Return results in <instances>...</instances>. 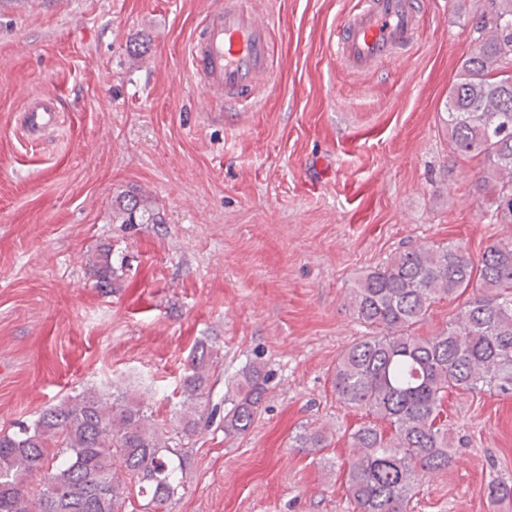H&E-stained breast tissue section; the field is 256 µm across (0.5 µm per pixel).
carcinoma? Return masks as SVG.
Here are the masks:
<instances>
[{
    "mask_svg": "<svg viewBox=\"0 0 512 512\" xmlns=\"http://www.w3.org/2000/svg\"><path fill=\"white\" fill-rule=\"evenodd\" d=\"M473 48L441 112L454 152L485 164L477 190L492 198L490 223L512 224V0H479L469 21ZM123 224H157L134 191L115 203ZM96 283L116 280L112 246L89 259ZM472 290L448 328L415 336L431 306ZM349 307L366 328L336 360L332 387L348 408L385 420L359 426L342 464L352 512H407L424 473L448 469L453 445L442 420L452 390L512 396V239L488 245L479 259L466 246L415 247L362 273ZM219 350L192 347L181 389L194 414L159 423L125 396L84 390L45 409L18 432L0 434V512H173L189 439L213 418L202 407ZM268 394L257 364L239 372L227 396L224 437L248 433ZM300 448H326L319 429L296 436ZM488 499L511 500L512 483L491 479Z\"/></svg>",
    "mask_w": 512,
    "mask_h": 512,
    "instance_id": "cac0c4a2",
    "label": "carcinoma"
}]
</instances>
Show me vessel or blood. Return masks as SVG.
Returning <instances> with one entry per match:
<instances>
[{
  "label": "vessel or blood",
  "instance_id": "vessel-or-blood-1",
  "mask_svg": "<svg viewBox=\"0 0 512 512\" xmlns=\"http://www.w3.org/2000/svg\"><path fill=\"white\" fill-rule=\"evenodd\" d=\"M424 25L420 0H357L336 30L337 52L347 70L367 73L406 54ZM271 23L245 8L240 0H222L211 10L191 43L197 86L209 98H221L241 112L256 106L272 75ZM57 97H30L22 121L32 133L58 123Z\"/></svg>",
  "mask_w": 512,
  "mask_h": 512
}]
</instances>
